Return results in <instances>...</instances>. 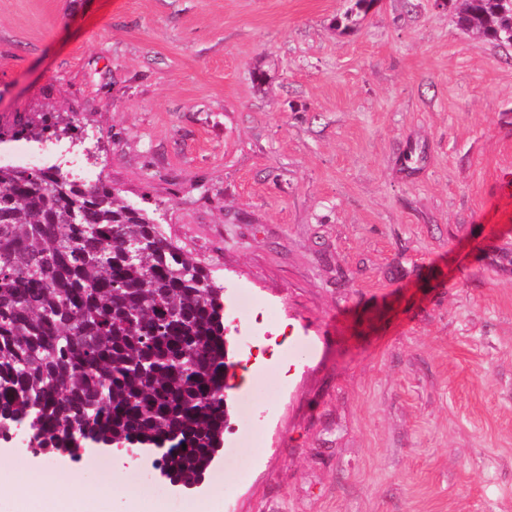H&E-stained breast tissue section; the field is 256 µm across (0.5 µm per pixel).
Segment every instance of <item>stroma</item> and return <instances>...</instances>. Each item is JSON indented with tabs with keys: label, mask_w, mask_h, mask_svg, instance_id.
<instances>
[{
	"label": "stroma",
	"mask_w": 512,
	"mask_h": 512,
	"mask_svg": "<svg viewBox=\"0 0 512 512\" xmlns=\"http://www.w3.org/2000/svg\"><path fill=\"white\" fill-rule=\"evenodd\" d=\"M349 5L0 0V131L79 114L62 172L162 210L250 375L223 483L114 449L107 512H512V46Z\"/></svg>",
	"instance_id": "stroma-1"
}]
</instances>
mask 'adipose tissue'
<instances>
[{"instance_id":"ef3b65f1","label":"adipose tissue","mask_w":512,"mask_h":512,"mask_svg":"<svg viewBox=\"0 0 512 512\" xmlns=\"http://www.w3.org/2000/svg\"><path fill=\"white\" fill-rule=\"evenodd\" d=\"M56 484L54 495H47L49 484ZM115 476H106L98 486L78 479L54 483L51 472L23 479L0 482V501L11 502L16 512H105L106 494L117 489Z\"/></svg>"}]
</instances>
